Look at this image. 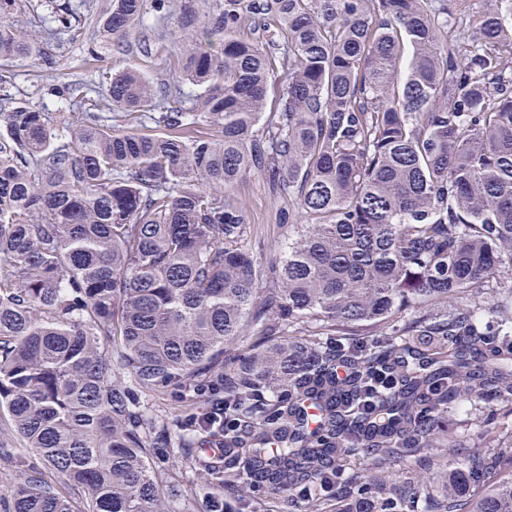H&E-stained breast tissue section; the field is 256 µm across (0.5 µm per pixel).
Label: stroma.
<instances>
[{
  "label": "stroma",
  "mask_w": 512,
  "mask_h": 512,
  "mask_svg": "<svg viewBox=\"0 0 512 512\" xmlns=\"http://www.w3.org/2000/svg\"><path fill=\"white\" fill-rule=\"evenodd\" d=\"M67 1L75 11L73 24L81 28V37L43 41L41 56L0 66V85L6 87L15 102L61 112L65 109L61 90L77 83L88 87L85 105L90 108L97 99L95 89L103 71L130 65L159 83L175 78L174 18L162 22L148 20L125 44L97 36L94 21L103 0H20L10 23L19 30L41 34L52 11ZM235 195L243 207L247 246L259 263H266L278 244L288 238L287 227L276 224L272 217L277 202L263 180L256 176L241 181Z\"/></svg>",
  "instance_id": "stroma-1"
}]
</instances>
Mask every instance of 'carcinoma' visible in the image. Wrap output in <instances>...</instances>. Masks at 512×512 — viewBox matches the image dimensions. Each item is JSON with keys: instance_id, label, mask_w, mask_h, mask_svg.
Returning <instances> with one entry per match:
<instances>
[{"instance_id": "cac0c4a2", "label": "carcinoma", "mask_w": 512, "mask_h": 512, "mask_svg": "<svg viewBox=\"0 0 512 512\" xmlns=\"http://www.w3.org/2000/svg\"><path fill=\"white\" fill-rule=\"evenodd\" d=\"M462 2L180 0L174 88L129 66L104 114L0 99V456L16 437L40 459L13 512H224L226 492L268 512L246 486L305 512H512V448L448 424L494 401L512 439V307L484 320L512 298V2L453 40ZM17 7L0 61L40 52ZM168 11L106 0L96 28L123 42ZM249 175L292 231L265 265L233 196ZM170 385L176 427L231 450L183 449L188 494L158 483L171 435L139 401ZM254 497L262 498L266 500L268 503V506L273 510L279 511V512H303L302 507L304 506V497L303 496H297L293 497V500L291 503H288V500L284 501V498H282L280 495H273L269 490L261 488L258 490ZM289 510V511H288Z\"/></svg>"}]
</instances>
